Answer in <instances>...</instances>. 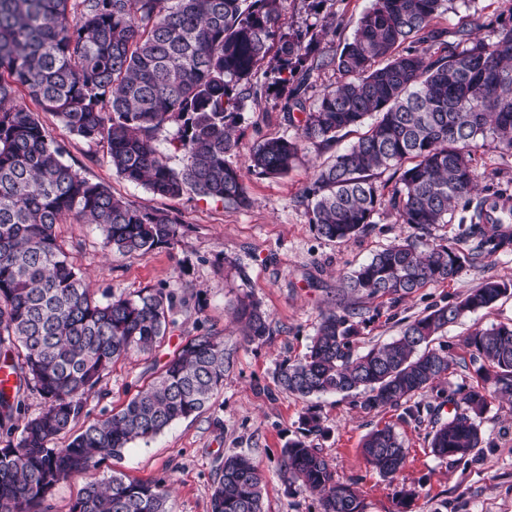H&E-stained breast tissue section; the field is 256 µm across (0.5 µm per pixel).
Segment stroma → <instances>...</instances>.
Segmentation results:
<instances>
[{
	"instance_id": "1",
	"label": "stroma",
	"mask_w": 512,
	"mask_h": 512,
	"mask_svg": "<svg viewBox=\"0 0 512 512\" xmlns=\"http://www.w3.org/2000/svg\"><path fill=\"white\" fill-rule=\"evenodd\" d=\"M371 4L372 0H321L317 5L312 0H286L284 7L291 29L320 34V50L332 56L351 41ZM511 18L512 0H447L433 22L442 36L432 49L438 52L457 43L463 28L494 42L500 25ZM273 78L261 69L250 79L232 157L239 167L246 169L257 141L292 139L301 133V110L287 109L284 98L270 92ZM39 118L63 146L65 162L83 177L105 185L135 207L169 211L180 218L171 244L130 257L105 250L97 225L70 221L56 227L59 242L89 278L97 299L163 291L173 293L175 300L174 323L167 335L150 350L113 365L105 394L88 396L76 428L118 411L190 337H223L230 355L224 387L210 409L177 421L149 441L130 444L122 457L107 459L100 468L59 483L51 499L52 512H68L86 484L115 472L135 481L166 482L172 489V512H211L214 482L230 454L248 455L258 466L265 480V512H319L313 497L301 486L285 485L278 474L283 448L300 437L320 448L337 481L354 484L364 512H512V402L491 399L481 448L465 460L453 461L432 454L429 421L412 420L389 407L365 411L357 396L327 394L302 400L276 383L280 366L306 353L326 310H370L356 343L357 351L363 352L399 336L406 323L431 306L461 300L487 277L512 279L511 249L466 268L453 281L430 284L398 301H370L343 288L342 276L383 247L407 239L445 243L459 236L462 206H455L453 222L424 233L401 223L385 204L373 225L349 242L336 244L315 232L303 194L315 167L356 141L358 131L340 137L331 150L307 145L301 161L285 176L265 178L247 172L252 204L235 210L191 191L175 198L154 195L113 171L106 144L86 142L50 113H40ZM474 166L479 194H512V149L493 144L478 148ZM247 293L258 296L270 316L273 334L265 342H245L233 321V307ZM510 322L512 296H507L449 326L444 340L451 344L456 362L449 387L482 383L464 338L476 328ZM309 412L320 417L322 433L303 434L301 421ZM386 425L399 434L406 450L405 465L393 480L380 476L361 453L363 437Z\"/></svg>"
}]
</instances>
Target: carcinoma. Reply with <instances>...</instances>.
<instances>
[{"label": "carcinoma", "mask_w": 512, "mask_h": 512, "mask_svg": "<svg viewBox=\"0 0 512 512\" xmlns=\"http://www.w3.org/2000/svg\"><path fill=\"white\" fill-rule=\"evenodd\" d=\"M443 5L373 0L352 41L329 60L314 38L287 29L284 0H0V355L16 377L15 386L0 391V512H52L59 482L209 406L229 364L223 338L195 336L148 389L58 447L112 364L166 335L172 295L95 299L55 225L71 218L97 224L105 247L129 256L171 243L180 220L134 207L81 176L63 161V147L35 112L15 99L24 95L87 142L107 144L116 173L155 195L191 190L244 209L251 205L244 175L229 161L247 98L242 82L262 63H273V88L301 107L303 74L334 65L340 80L305 113L303 139L258 141L249 170L285 175L300 160L303 142L330 146L342 130L376 116L355 143L317 166L304 192L318 236L341 244L374 223L382 205L375 182L381 168L400 171L388 204L404 224L427 230L450 223L452 204L473 205L458 239L389 245L345 277L353 294L397 300L512 248V230L481 223L484 202L501 192L472 200L474 149L488 140L512 149V19L491 44L462 30L461 50L435 56L423 44L440 37L431 25ZM167 128L174 129L170 144L183 154L178 171L156 144ZM508 295L511 279L487 278L462 300L432 308L398 338L363 354L353 350L363 313L329 310L308 353L280 367L277 382L300 398L362 391L364 409L402 406L415 420L424 409L435 417L431 452L460 461L483 442L488 393L441 386L453 358L436 340L448 325ZM234 315L247 342L272 335L255 295L238 299ZM465 344L493 393L511 400L512 323L477 328ZM27 389L44 400L36 416L26 415ZM428 391L438 404L409 405ZM449 403L454 413L437 418ZM362 454L391 480L406 458L390 426L368 433ZM279 472L316 495L321 512H364L358 491L337 482L329 462L302 439L288 442ZM263 487L250 457L227 456L211 512H264ZM168 502L163 483L114 473L87 485L69 512H170Z\"/></svg>", "instance_id": "cac0c4a2"}]
</instances>
